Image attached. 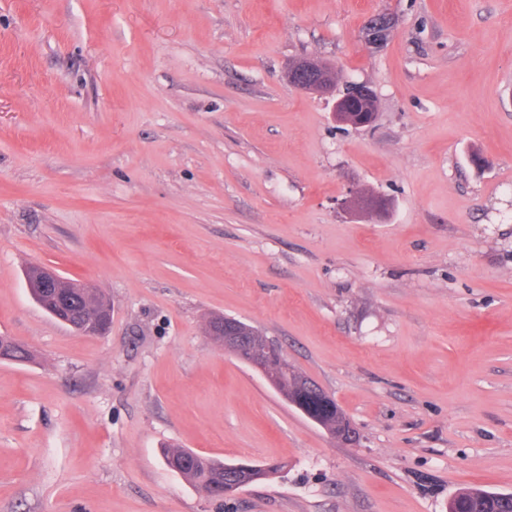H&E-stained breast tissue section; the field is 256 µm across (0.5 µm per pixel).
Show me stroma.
Wrapping results in <instances>:
<instances>
[{"mask_svg":"<svg viewBox=\"0 0 512 512\" xmlns=\"http://www.w3.org/2000/svg\"><path fill=\"white\" fill-rule=\"evenodd\" d=\"M393 29L378 48L362 29ZM377 94L367 129L289 88ZM386 216L354 215V193ZM99 289L83 336L32 300ZM276 340L333 438L205 333ZM0 512H448L512 493V0H0ZM281 472L214 499L162 450ZM392 21L385 13L371 17L365 24L364 39L370 45H379L387 39L391 32ZM335 72L329 65L318 62L314 58H302L295 61L287 72L289 87L302 92H314L334 99L333 117L336 123L351 127H366L373 124L377 116V100L373 88L366 83H354L346 86L344 95L338 90ZM336 73V72H335ZM348 90V91H347ZM354 95L357 97L349 104V112H341L345 99ZM60 279V275L51 267L38 266L34 270V276L31 277V281H27V285L29 291L31 288H38L42 294L47 296L53 303L52 310L54 317L62 323L71 326L77 333L88 336L101 335L104 333L112 323V305L110 300L107 297H101L99 301L100 295L103 294L96 288H89L86 285L82 288H73L74 286L81 285L77 280L62 277V281L60 283ZM59 283L61 284L62 289L69 290L78 295L77 305L85 320L91 321L93 319L99 302L100 314L102 315L101 321L103 324L102 330L99 332H93L88 329L79 330L69 322L71 309L76 305V303L60 292ZM473 492L485 493V494H501L496 492H490L482 489H470L459 492L455 495L448 503V512H458V509L465 512H485V501L478 497H473ZM456 498L454 501L453 499ZM454 509V510H451Z\"/></svg>","mask_w":512,"mask_h":512,"instance_id":"stroma-1","label":"stroma"}]
</instances>
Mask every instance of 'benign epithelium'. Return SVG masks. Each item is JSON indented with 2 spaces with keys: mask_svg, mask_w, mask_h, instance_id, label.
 <instances>
[{
  "mask_svg": "<svg viewBox=\"0 0 512 512\" xmlns=\"http://www.w3.org/2000/svg\"><path fill=\"white\" fill-rule=\"evenodd\" d=\"M392 28L391 18L384 14L371 17L365 24L364 39L370 45H378L385 41ZM289 87L302 92H314L334 99L333 117L336 123L351 127H366L373 124L377 113L375 112H343L342 104L346 97L376 98L373 88L366 83H354L346 86V91L338 90L336 74L321 68L318 60L302 58L295 61L287 72ZM28 288H36L53 303L54 317L67 324L70 320L71 309L75 302L60 292V275L52 268L38 266L34 276L28 282ZM224 350L233 353L240 360L263 371V356L260 351L251 348L248 341L241 335L237 322L231 318L224 320Z\"/></svg>",
  "mask_w": 512,
  "mask_h": 512,
  "instance_id": "7a95c632",
  "label": "benign epithelium"
}]
</instances>
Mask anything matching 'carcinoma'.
<instances>
[{"mask_svg": "<svg viewBox=\"0 0 512 512\" xmlns=\"http://www.w3.org/2000/svg\"><path fill=\"white\" fill-rule=\"evenodd\" d=\"M61 287L78 295L77 305L82 317L92 320L99 302L101 292L88 286H79V281L64 278ZM241 332L248 343L254 348L263 351L267 345L275 341L264 336L253 326L240 322ZM267 360L266 375L271 386L286 400H300L316 416L320 417L319 426L330 435L337 437L345 425L349 424L344 411L334 399H325L300 383L303 374L295 367L284 368L279 362L276 353L265 354ZM166 464L173 467L185 481L199 489L210 491L217 495L231 496L239 491L235 479L228 477L224 468L226 463L200 455L194 451L168 446L163 450ZM473 490H464L455 495V499L448 503V512H486L485 501L472 496Z\"/></svg>", "mask_w": 512, "mask_h": 512, "instance_id": "1", "label": "carcinoma"}]
</instances>
